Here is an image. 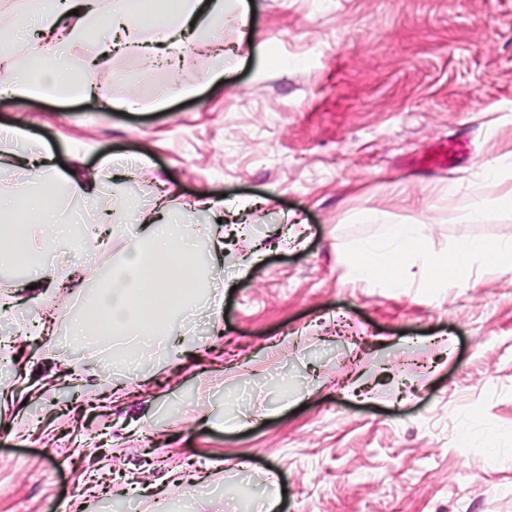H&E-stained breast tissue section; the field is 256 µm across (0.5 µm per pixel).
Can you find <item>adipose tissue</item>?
<instances>
[{
	"instance_id": "1",
	"label": "adipose tissue",
	"mask_w": 512,
	"mask_h": 512,
	"mask_svg": "<svg viewBox=\"0 0 512 512\" xmlns=\"http://www.w3.org/2000/svg\"><path fill=\"white\" fill-rule=\"evenodd\" d=\"M248 9L246 0H0V95L79 99L96 103L104 112L115 107L141 111L145 103L138 97L113 101L100 93L103 80L113 75L114 56L143 53L150 68L156 54L170 61L198 47L207 50L210 61L204 80L221 79L233 70L236 57L214 48L213 33L234 23L241 40L251 39ZM77 45L86 46L87 53L74 63L69 51ZM21 143L26 151L19 156L13 148ZM16 159L22 160L37 191L16 194L9 203L15 218L0 221V268L27 263L40 243L71 241V225L54 214L58 188L78 200L96 195L90 180L76 174L59 176L49 150L23 128L0 126V163ZM170 207L167 195L145 210L116 193L105 201L102 221L109 229L102 232V243L110 245L113 233L122 232L125 254L67 326L70 336L89 347L107 337L128 341V348L113 356L125 367L158 342L169 359L179 357L176 326L197 309L193 296L200 288V247H224L223 239L201 226L159 223V215ZM343 262L381 288L406 287L411 269H418L421 287L434 296L443 288L469 287L477 262L501 274L512 273V236L464 237L451 251L436 253L428 245L426 225L380 224L372 237L348 248Z\"/></svg>"
}]
</instances>
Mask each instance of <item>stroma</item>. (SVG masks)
Instances as JSON below:
<instances>
[{"mask_svg": "<svg viewBox=\"0 0 512 512\" xmlns=\"http://www.w3.org/2000/svg\"><path fill=\"white\" fill-rule=\"evenodd\" d=\"M249 26L248 43L224 27L228 78L203 83L207 59L187 51L180 75L199 91L162 110L0 97L1 124L101 193L103 159L138 153L150 168L122 183L141 207L165 190L176 212L202 191L261 203L229 248L200 253L224 306L184 323L177 364L110 372V348L44 324L81 311L123 240L83 290L0 269V512H261L272 468L281 512H512V275L477 265L475 287L433 299L341 260L379 220L426 225L441 253L512 235L496 208L512 193V0H253ZM112 66L110 99L168 81L133 55ZM454 141L469 158L425 166ZM477 198L479 224L464 218ZM215 413L254 423L215 427Z\"/></svg>", "mask_w": 512, "mask_h": 512, "instance_id": "obj_1", "label": "stroma"}]
</instances>
